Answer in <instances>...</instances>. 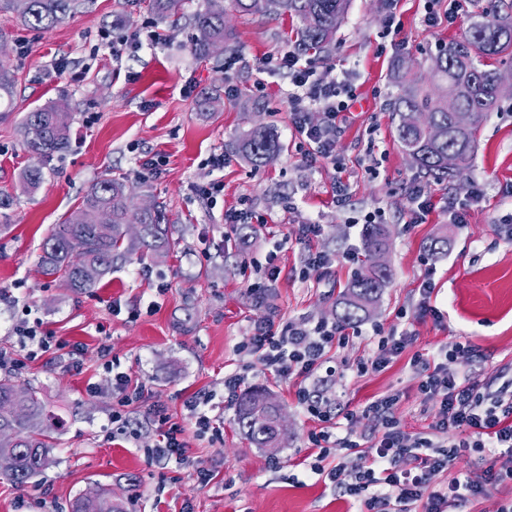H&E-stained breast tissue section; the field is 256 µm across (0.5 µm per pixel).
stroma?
<instances>
[{
	"mask_svg": "<svg viewBox=\"0 0 512 512\" xmlns=\"http://www.w3.org/2000/svg\"><path fill=\"white\" fill-rule=\"evenodd\" d=\"M486 3L460 0L455 23L431 26L425 0H350L333 44L308 57L318 75L346 82L358 95L341 122V171L305 166L291 129L288 75L268 64L293 50L291 19L227 10L224 52L204 61L193 48V16L206 0H180L164 20L149 0H75L71 15L48 32L0 11L4 59L17 73L15 109L0 112V197L10 201L0 209V293L10 297L0 304V347L15 346L14 325L29 319L81 351L75 362L49 353L29 359L15 376L18 386L37 389L54 423L52 448L43 473L28 483L0 470V512H71L78 497L100 490L119 499L124 512H349L350 502L304 461L314 424L295 396L301 377L276 378L238 347L260 319L336 321L338 295L360 266L358 220L369 212L389 231L383 261L390 277L361 322V335L331 349L330 394L353 411L398 394L403 430L425 433L439 406L425 402L409 365L413 355L458 343L468 352L449 361V369L471 372L483 387L512 379V95L489 114L470 169L450 184L413 163L390 110L398 67L429 75L440 48L463 35ZM135 32L140 45L112 56L110 43ZM214 92L219 102L202 109L201 100ZM49 99L69 107L71 145L41 163L25 149L20 124ZM258 123L277 131L283 150L255 167L234 145ZM218 153L228 158L221 168L211 162ZM152 156L162 160L158 173L141 175V163ZM37 164L44 180L29 194L20 176ZM114 176L125 179L138 202L164 203L171 250L131 256L85 292L44 276L38 259L52 226L92 183ZM338 180L348 186L341 207L332 201ZM213 182L224 191L210 203L199 189ZM416 183L433 202L421 224L408 221L407 191ZM475 183L483 200L470 208L467 223H450L449 194ZM234 208L256 219L247 238L224 222ZM311 222L323 232L306 247L298 231ZM442 234L448 249L432 256L426 246ZM308 249L330 255L328 276L300 278ZM272 251L281 273L259 297L251 286L264 280ZM426 279L441 319L416 316ZM395 329L413 334L405 352L384 370L357 373L380 335ZM242 365L244 390L265 389L282 408L277 450L252 444L235 421V407L224 403V375ZM119 372L150 392L147 402L132 407L137 439L112 438L111 379ZM194 396L219 413L218 432L197 434L185 407ZM153 404L182 428L183 461L148 455L156 436L142 416ZM200 470L210 472L209 483L198 480Z\"/></svg>",
	"mask_w": 512,
	"mask_h": 512,
	"instance_id": "35a3bbf8",
	"label": "stroma"
}]
</instances>
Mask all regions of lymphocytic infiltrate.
<instances>
[{
	"label": "lymphocytic infiltrate",
	"instance_id": "lymphocytic-infiltrate-1",
	"mask_svg": "<svg viewBox=\"0 0 512 512\" xmlns=\"http://www.w3.org/2000/svg\"><path fill=\"white\" fill-rule=\"evenodd\" d=\"M274 65L287 70L293 87L288 94V109L292 127L305 145L304 164L313 167L327 163L342 168L337 119L355 100L353 88L340 86L333 78L315 77L313 68L293 53L276 57ZM313 105L320 111L315 122L309 112ZM14 333L18 348H26L27 355L22 358L18 349L1 347L0 370L17 375L25 366V358L49 351L53 339L26 321L16 324ZM345 342L341 330L324 324L290 321L277 328L270 321L260 320L239 350L258 357L278 376L294 375L316 382L328 352ZM460 350L456 344L440 351L434 360L418 354L410 360L420 390L439 406L430 437L401 429L394 413L398 395L379 396L362 412L352 411L340 419L329 399L312 395L305 387L297 391L299 404L317 423L307 437L310 468L323 476L339 496L356 505V512H459L470 500L483 496L488 486L512 482V398L507 400L485 393L477 385L460 382L457 373L448 369L449 359ZM359 416L372 422L367 442L338 436L341 422L350 423ZM448 433L459 435L457 448L478 452L504 448L508 454L480 474L442 481V474L456 458L457 449H449L444 441ZM335 448L344 449L345 454L331 466L327 460Z\"/></svg>",
	"mask_w": 512,
	"mask_h": 512
}]
</instances>
